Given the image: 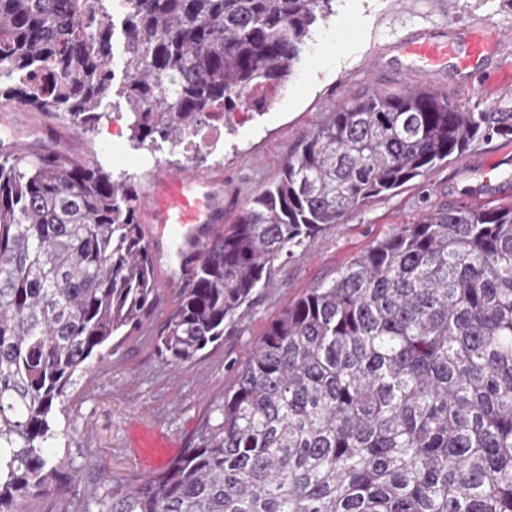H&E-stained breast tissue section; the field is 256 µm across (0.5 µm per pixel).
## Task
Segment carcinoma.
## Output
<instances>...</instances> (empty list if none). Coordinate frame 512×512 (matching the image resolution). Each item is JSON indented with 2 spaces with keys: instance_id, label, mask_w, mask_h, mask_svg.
I'll return each mask as SVG.
<instances>
[{
  "instance_id": "obj_1",
  "label": "carcinoma",
  "mask_w": 512,
  "mask_h": 512,
  "mask_svg": "<svg viewBox=\"0 0 512 512\" xmlns=\"http://www.w3.org/2000/svg\"><path fill=\"white\" fill-rule=\"evenodd\" d=\"M333 2L121 0L132 138L177 146L205 116L262 109ZM113 17L103 0H0V93L95 126ZM495 136L512 112L432 88L356 97L193 257L156 349L196 357L276 261ZM134 199L93 164L0 156V512L69 478L57 413L158 305ZM106 512H512V205L432 212L309 289L196 446Z\"/></svg>"
}]
</instances>
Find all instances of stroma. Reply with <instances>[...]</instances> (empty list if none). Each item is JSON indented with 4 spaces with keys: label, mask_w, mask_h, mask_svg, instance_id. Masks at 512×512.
Here are the masks:
<instances>
[{
    "label": "stroma",
    "mask_w": 512,
    "mask_h": 512,
    "mask_svg": "<svg viewBox=\"0 0 512 512\" xmlns=\"http://www.w3.org/2000/svg\"><path fill=\"white\" fill-rule=\"evenodd\" d=\"M491 37L483 58L469 68L443 65L437 74L412 69L403 50L410 39L452 42L466 54L472 31ZM434 87L475 111L512 112V0H334L333 13L314 27L292 76L264 91L261 110H241L224 122L202 123L208 140L196 169L224 176V220L232 222L250 198L272 186L289 153L307 132L327 123L354 97L372 91ZM482 95H474L475 87ZM128 106L117 94L103 100L95 129L61 125L63 140H88L89 162L135 185L160 166L185 162L170 143L140 146L133 140ZM120 131H113V120ZM512 205V137L473 145L397 191L372 198L307 241L298 256L276 261L266 287L231 324L224 337L197 359L171 363L155 338L188 287V248L163 244L156 279L174 290L165 306L133 332L106 361L95 364L71 389L55 448L74 466L73 477L48 496H31L25 512H84L90 502L111 498L139 478L162 470L194 447L201 427L219 414L239 372L267 326L310 288L337 272L376 241L431 212L452 206Z\"/></svg>",
    "instance_id": "obj_1"
}]
</instances>
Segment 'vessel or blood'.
I'll return each mask as SVG.
<instances>
[{"label":"vessel or blood","instance_id":"b4317fda","mask_svg":"<svg viewBox=\"0 0 512 512\" xmlns=\"http://www.w3.org/2000/svg\"><path fill=\"white\" fill-rule=\"evenodd\" d=\"M409 56L418 62L421 71L436 72L438 67L454 58L453 43L422 41L410 43ZM9 124L17 129L30 128L37 132L34 140H9L5 148L23 157L63 159L67 151L60 145L58 129L48 115L36 114L23 104L8 105ZM221 178L207 174L178 173L168 169L153 172L141 197V207L146 214L145 232L149 244H156L171 237L190 247L201 244L199 225L223 219L217 211L218 188Z\"/></svg>","mask_w":512,"mask_h":512}]
</instances>
